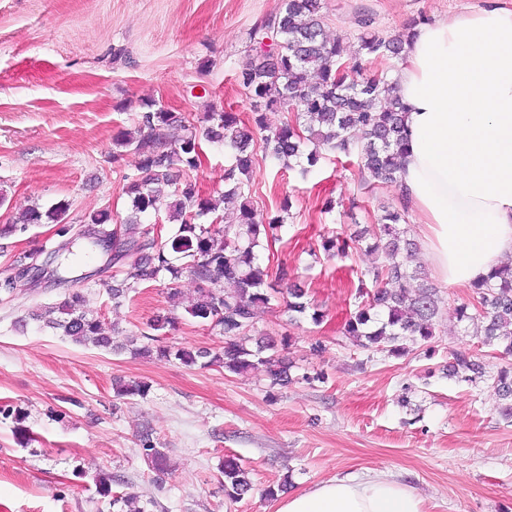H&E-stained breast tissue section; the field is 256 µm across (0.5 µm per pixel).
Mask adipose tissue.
Segmentation results:
<instances>
[{"label": "adipose tissue", "instance_id": "adipose-tissue-1", "mask_svg": "<svg viewBox=\"0 0 512 512\" xmlns=\"http://www.w3.org/2000/svg\"><path fill=\"white\" fill-rule=\"evenodd\" d=\"M405 106L396 187L434 275L469 286L512 257V9L416 26L389 75ZM385 469L320 482L276 512H424Z\"/></svg>", "mask_w": 512, "mask_h": 512}]
</instances>
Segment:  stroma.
Returning a JSON list of instances; mask_svg holds the SVG:
<instances>
[{
  "label": "stroma",
  "mask_w": 512,
  "mask_h": 512,
  "mask_svg": "<svg viewBox=\"0 0 512 512\" xmlns=\"http://www.w3.org/2000/svg\"><path fill=\"white\" fill-rule=\"evenodd\" d=\"M325 29L358 45L360 20L383 36L416 21L462 11L512 7V0H323ZM281 0H0V225L27 208L69 205L82 224L106 210L127 214L128 184L139 157L117 149L133 131L141 102L198 120L227 110L248 120L251 103L235 73L256 45V28ZM190 178L200 195L224 190L229 156L205 145ZM245 193L257 221L284 213L285 224L260 257L286 269L323 313L289 323L283 307H259L255 331L290 334L285 351L292 383L270 389L264 372L243 375L188 368L174 360L85 347L41 328L31 310L58 302L52 284L19 281L0 294V512H113L95 476H121L125 489L154 500L149 512H276L267 488L290 478L289 493L350 473L390 470L424 500L425 512H512V419L490 380L504 367L481 345L454 304L468 289L437 284L435 335L394 356L363 349L344 336L357 311L358 280L386 258L363 230L398 206L394 185L372 180L358 163L323 150L308 175L257 158ZM348 252L325 253L332 238ZM62 241L56 224H31L0 237V280L19 257ZM118 266L73 244L64 271L87 308L124 334L167 314L164 282L113 308L108 288ZM470 350L485 376L448 374L452 354ZM149 384L146 398L117 397L115 380ZM152 431L175 470L163 484L138 452ZM241 459L252 491L231 501L218 467Z\"/></svg>",
  "instance_id": "35a3bbf8"
}]
</instances>
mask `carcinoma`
<instances>
[{"label": "carcinoma", "instance_id": "1", "mask_svg": "<svg viewBox=\"0 0 512 512\" xmlns=\"http://www.w3.org/2000/svg\"><path fill=\"white\" fill-rule=\"evenodd\" d=\"M322 9V0H282L279 11L259 27L263 36L279 42V50L263 53L253 48L236 73L238 84L252 101L248 123L225 110L209 112L194 124L181 113L149 101L140 105L136 131L116 140L117 146L131 147L139 155L141 177L127 187L131 197V212L124 221L127 240L112 257L114 262L125 261L124 277L108 288L112 306H121L130 293L164 277L171 306L219 330L224 336L223 349L166 342L163 331L177 322L174 314L147 322L138 339L118 344L113 340L116 328L105 330L100 317L86 312L84 294L73 289L43 312L31 314V319L44 321L46 327L84 346L117 351L128 347L135 356L173 358L187 367L218 366L234 374L261 366L270 386L288 387L291 362L274 343L250 335L255 309L277 301L289 312L313 310L315 322L322 313L307 301L305 289L271 281L269 268L259 262L260 238L274 236L285 219L274 215L267 217L266 224H257L245 197L244 180L253 174L257 151L288 167L303 162L313 167L320 158L318 147L326 145L338 155L357 158L373 180L394 182L406 148L405 107L392 85L382 74L362 77L366 60L401 59L406 35L381 37L368 31L370 24L364 22L367 32L352 53L327 38ZM287 111L290 117L279 126L267 125V113ZM205 142L224 145L231 156L224 192L217 200L200 196L196 184L182 177L201 167ZM308 143L315 148L305 150ZM226 205L237 211L232 224L224 223ZM67 210L64 202L45 211L32 207L19 223L63 224ZM404 213L402 207L387 208L374 227L372 248L382 251L389 263L374 271L373 280H385L388 287L370 291L359 287L363 301L344 328L345 337L356 345L395 355L407 352V340L414 344L430 340L438 313L435 288L411 284L416 274L409 271L407 259L416 243L400 228ZM163 214L175 227L167 241L159 244L151 230L141 228V218L152 215L158 224ZM111 221L106 210L88 216L87 224L96 228L83 236L88 251H103V237L108 234L114 241L119 238V232L110 228ZM17 224L0 228V236L16 231ZM185 275L197 283L195 295L187 300L179 288ZM455 313L460 322L482 323V344H496L501 358H511L512 265L492 269L485 280L471 286L469 298L455 305ZM449 371L471 381L473 375L482 373V367L472 354L456 351ZM493 384L502 399L512 401V366L501 368ZM149 390L145 382L115 388L120 397L144 398ZM138 452L154 473V482L162 483L173 474L166 449L158 447L150 433L140 435ZM220 472L230 500H239L252 490L237 458L225 457ZM122 484L116 475L98 473V493L111 498L119 512H147L137 506V495L112 492V486Z\"/></svg>", "mask_w": 512, "mask_h": 512}]
</instances>
